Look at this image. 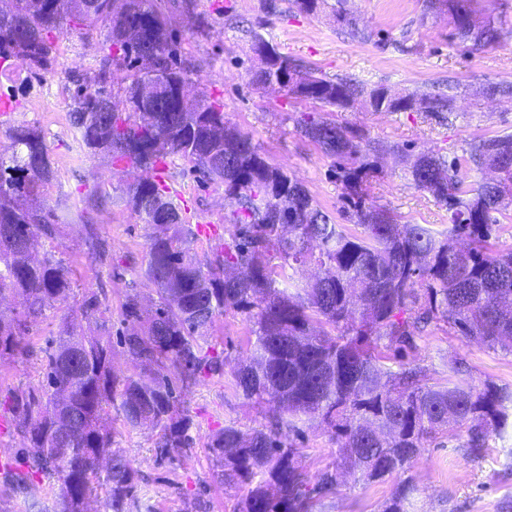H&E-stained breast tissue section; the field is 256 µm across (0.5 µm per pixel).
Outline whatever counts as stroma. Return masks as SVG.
<instances>
[{
  "label": "stroma",
  "mask_w": 512,
  "mask_h": 512,
  "mask_svg": "<svg viewBox=\"0 0 512 512\" xmlns=\"http://www.w3.org/2000/svg\"><path fill=\"white\" fill-rule=\"evenodd\" d=\"M177 35L181 57L194 64L192 89H203L222 105L225 123L248 133L266 159L296 176L317 203L337 223L353 227L342 210L343 186L337 181L332 158L326 156L296 127L302 113L315 110L312 101L280 88H260L251 75L259 61L251 50L253 34L276 43L281 52L299 60L309 71L327 79L343 78L370 89L395 95L438 94L454 91L452 112H375L365 99L336 109L337 124L357 131L368 144L377 169L368 182V200L402 224H426L444 233L448 211L431 194L417 187L409 169L422 153L456 161L468 182L485 180L469 161L471 142L512 134V99L489 95V87L512 83V34L492 48L476 49L460 41L447 12L425 10L423 0H349L358 29L350 31L330 11L297 12L288 0H277L269 13L267 0H155ZM105 28L96 22L65 33L56 42L58 65L39 76L0 69V98L21 100L19 111L0 122V146L9 145L12 126L43 130L56 175L41 198L44 210L68 207L73 223L67 226L60 252L75 273L78 287L99 288L112 314V329L123 328L121 306L129 293L150 300L141 272L145 267L150 230L131 209L125 190L139 170L114 165L99 152L82 147L68 111L73 105L76 75L85 73L100 54ZM61 102L59 112L47 111L49 102ZM167 180L188 202L182 216L191 226L204 223L207 233L192 236L191 253L213 257L230 241L232 227L224 215L235 209L224 188L204 181L190 163L173 158ZM92 194L107 197L108 206L84 212ZM93 224L112 244V264L101 267L87 257L83 225ZM74 308L48 310L30 330L32 355L22 362L0 364V420L6 419L5 398L38 382L41 350L56 335L63 317H75ZM248 324L229 311L219 317L209 339L224 359L223 374L201 377L185 388L178 406L192 422L193 444L172 461L160 457L159 430L150 425L126 428L113 420L119 447L125 448L140 476L137 512H237L247 492L242 484L221 481L207 452L208 439L225 424L244 430L264 429L268 406L244 399L232 385V372L247 353ZM408 362L425 368L430 381L447 379L450 366L460 378L481 386L493 383L512 388V352L429 326L406 349ZM295 445L309 477H317L340 461L341 450L331 432L317 419H302ZM415 491L409 512H512V439L489 437L480 455H473L467 433L437 437L413 459L409 469L379 483L344 476L335 494L324 498L316 512H380L403 481Z\"/></svg>",
  "instance_id": "stroma-1"
}]
</instances>
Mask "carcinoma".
Returning a JSON list of instances; mask_svg holds the SVG:
<instances>
[{"instance_id":"obj_1","label":"carcinoma","mask_w":512,"mask_h":512,"mask_svg":"<svg viewBox=\"0 0 512 512\" xmlns=\"http://www.w3.org/2000/svg\"><path fill=\"white\" fill-rule=\"evenodd\" d=\"M12 16L0 24V58L37 75L56 64L55 35L84 26L92 11L106 27L99 56L78 86L70 121L82 143L142 172L127 190L128 203L152 229L143 275L154 286L153 310L139 294L122 305L126 332L121 344L146 366L118 378L112 345L77 332L68 320L43 350L42 380L13 397L14 429L26 441L16 472L8 478L23 495L39 475L58 482V512H87L105 491L102 512H130L138 485L126 452L116 447L102 420L117 409L124 425L161 428V453L190 447L191 421L176 414L175 385L223 371L224 359L206 344L216 318L240 312L251 325L246 360L233 371L244 399L272 404L265 430L234 424L210 439L221 477L248 486L238 512H311L313 500L333 493L341 469L379 482L408 468L439 434L467 428L478 454L492 434L512 431V390L482 388L456 378L430 384L425 370L399 360L415 335L431 323L489 347L512 349V246L497 248L495 214L512 204V134L471 145L470 162L502 174L474 186L457 164L434 154L418 155L414 183L448 208V233L425 224H400L367 201L375 161L362 138L327 118L308 115L301 132L321 150L345 162L339 179L360 233L333 222L307 188L262 156L252 138L224 124L221 105L207 95L185 110L175 85L189 83L190 69L153 0H6ZM346 0H336V21L359 33ZM446 10L456 34L477 47L493 46L505 21L479 24L473 0H425ZM288 80L283 89L323 107H346L369 98L377 112L418 108L452 112L451 94L392 96L360 83L316 77L281 54ZM132 72L114 87V71ZM178 156L201 178L224 185L236 209L224 216L235 227L232 243L213 259L187 247L190 227L153 172ZM54 177L42 131L18 127L11 155L0 152V299L21 298L20 309H0V363L26 359L30 327L54 304L75 300L77 312L109 330L100 294H74L72 270L56 255L68 212L46 214L36 205ZM89 258L112 265V247L93 224L83 225ZM43 242L41 258L29 243ZM281 263L272 264V255ZM313 266L304 287L285 280L286 269ZM316 416L345 450L343 465L311 481L288 432L302 417ZM413 487L400 486L381 512H408Z\"/></svg>"}]
</instances>
